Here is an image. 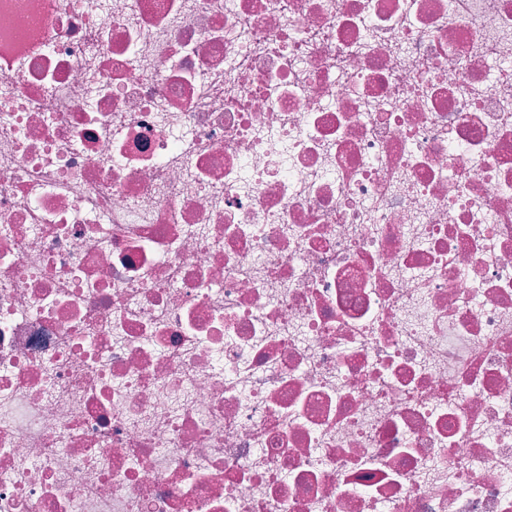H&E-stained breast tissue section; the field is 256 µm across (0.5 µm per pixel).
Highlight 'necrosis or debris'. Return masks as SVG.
Returning <instances> with one entry per match:
<instances>
[{"label":"necrosis or debris","instance_id":"necrosis-or-debris-1","mask_svg":"<svg viewBox=\"0 0 512 512\" xmlns=\"http://www.w3.org/2000/svg\"><path fill=\"white\" fill-rule=\"evenodd\" d=\"M0 512H512V0H0Z\"/></svg>","mask_w":512,"mask_h":512}]
</instances>
